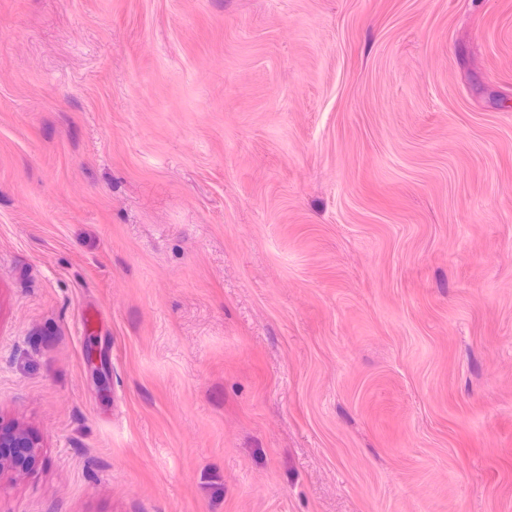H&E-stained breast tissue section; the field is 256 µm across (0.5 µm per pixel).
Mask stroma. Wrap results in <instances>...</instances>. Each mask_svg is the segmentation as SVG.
<instances>
[{
  "label": "stroma",
  "instance_id": "obj_1",
  "mask_svg": "<svg viewBox=\"0 0 512 512\" xmlns=\"http://www.w3.org/2000/svg\"><path fill=\"white\" fill-rule=\"evenodd\" d=\"M0 512H512V0H0ZM38 457L39 446L33 437L18 429L2 427L0 422V474L4 470H28Z\"/></svg>",
  "mask_w": 512,
  "mask_h": 512
}]
</instances>
